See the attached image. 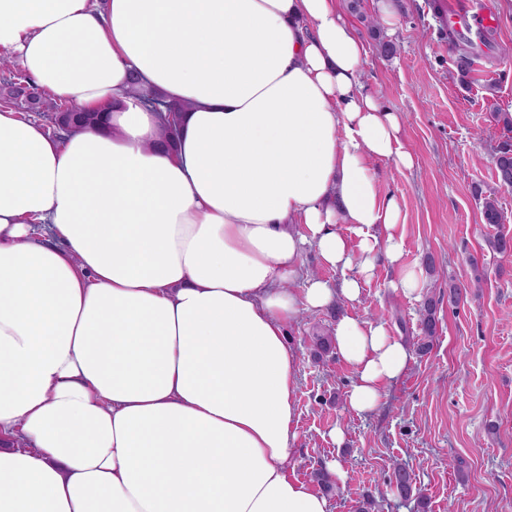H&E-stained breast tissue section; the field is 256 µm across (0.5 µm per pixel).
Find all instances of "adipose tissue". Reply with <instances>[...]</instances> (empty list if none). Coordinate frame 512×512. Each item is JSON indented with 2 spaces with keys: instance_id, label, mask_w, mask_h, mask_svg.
<instances>
[{
  "instance_id": "adipose-tissue-1",
  "label": "adipose tissue",
  "mask_w": 512,
  "mask_h": 512,
  "mask_svg": "<svg viewBox=\"0 0 512 512\" xmlns=\"http://www.w3.org/2000/svg\"><path fill=\"white\" fill-rule=\"evenodd\" d=\"M1 48L106 121L57 138L0 110V512H333L290 472L287 329L382 260L423 292L372 168L413 167L402 115L339 0H0ZM134 77L185 104L173 148ZM333 342L358 414L412 359L380 321ZM303 263L307 273L329 284H336V281L341 278L339 271H336L335 268L321 264L313 251H309L304 255Z\"/></svg>"
}]
</instances>
